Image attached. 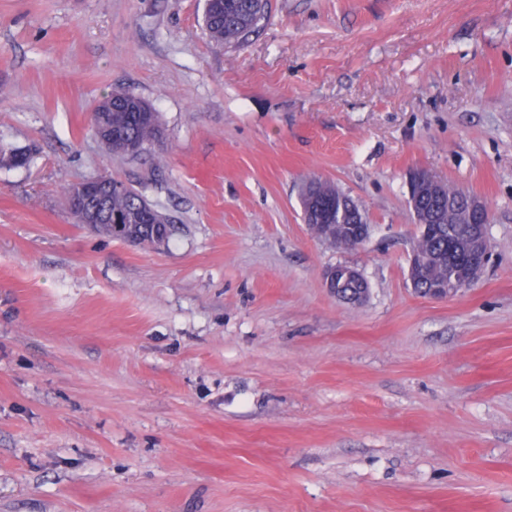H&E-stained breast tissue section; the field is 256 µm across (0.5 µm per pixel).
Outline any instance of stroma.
Returning <instances> with one entry per match:
<instances>
[{
	"label": "stroma",
	"instance_id": "obj_1",
	"mask_svg": "<svg viewBox=\"0 0 512 512\" xmlns=\"http://www.w3.org/2000/svg\"><path fill=\"white\" fill-rule=\"evenodd\" d=\"M205 0H0V512H512V0H268L238 48ZM133 92L164 139L113 156ZM485 202L489 261L417 294L410 171ZM112 175L168 243L74 223ZM318 175L363 210L314 238ZM358 268L366 299L324 284ZM133 109L143 112H131ZM104 112H112V119L100 129L103 140L112 139L106 144L109 152L116 156L136 157L150 145L160 140L163 128L159 112L147 101L129 91H112L105 95L92 111L91 129L95 134L98 119L107 117ZM115 128L117 134L112 135ZM136 147V150H132ZM301 204L303 208V214L308 215L307 217V226L311 233L316 237H321L320 233L316 228H313L312 225H325L320 224L316 220L311 219L310 212L311 210H319L321 207L327 206L328 204H334L339 209V202L342 200L344 204V212L346 215L343 216V223L339 224L337 222L336 229L340 227L348 228V239L349 245H342L344 249L351 250L353 248L359 247L363 241L367 238L369 233V225L368 224H358L351 223L353 226H347L349 222L353 221L355 216L358 219H361V215L359 214L360 207L356 204L351 198L343 194L336 188V185L323 180L321 177L316 175H311L306 177L303 180L301 190ZM351 205L352 209L349 208ZM361 272L352 266L336 265L325 273V285L331 294L339 300L354 304L361 303L366 298V292H344V286L349 281H361Z\"/></svg>",
	"mask_w": 512,
	"mask_h": 512
}]
</instances>
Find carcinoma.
I'll use <instances>...</instances> for the list:
<instances>
[{
	"mask_svg": "<svg viewBox=\"0 0 512 512\" xmlns=\"http://www.w3.org/2000/svg\"><path fill=\"white\" fill-rule=\"evenodd\" d=\"M266 0H206L203 16L205 30L211 43L219 48L236 47L242 44L254 32L264 19ZM112 113V127L117 134L107 144V150L116 156L136 157L145 152L150 145L160 140L163 128L159 112L147 101L129 91H114L105 95L92 111L91 127ZM444 194L458 203L457 207L439 210L438 201L423 197L419 206L438 213L437 221L440 235L426 234L417 238L415 245L428 257L421 280L414 283L415 291L426 297L431 288L439 284L450 283L448 271V246H453L455 254L462 255L468 243L463 238L464 231L459 228L462 206L466 205L469 194L464 190L443 185ZM303 214L319 210L328 204H344L343 223L347 224L359 215L360 207L351 198L336 188V185L311 175L303 180L301 190ZM154 211L162 220L160 224H142L140 217L146 209ZM107 210L109 223L97 227L98 233L112 236V225H122V237L129 243L140 246L153 245V234L162 232L168 240L176 231L170 218L151 205L132 187L112 192Z\"/></svg>",
	"mask_w": 512,
	"mask_h": 512,
	"instance_id": "carcinoma-1",
	"label": "carcinoma"
}]
</instances>
